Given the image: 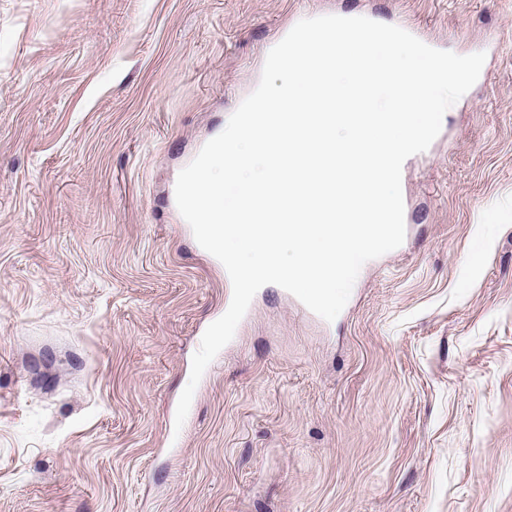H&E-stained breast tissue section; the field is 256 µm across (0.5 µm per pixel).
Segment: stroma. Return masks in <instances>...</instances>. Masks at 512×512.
<instances>
[{"mask_svg": "<svg viewBox=\"0 0 512 512\" xmlns=\"http://www.w3.org/2000/svg\"><path fill=\"white\" fill-rule=\"evenodd\" d=\"M485 52L331 322L232 284L179 172L302 19ZM0 512H512V0H0Z\"/></svg>", "mask_w": 512, "mask_h": 512, "instance_id": "stroma-1", "label": "stroma"}]
</instances>
